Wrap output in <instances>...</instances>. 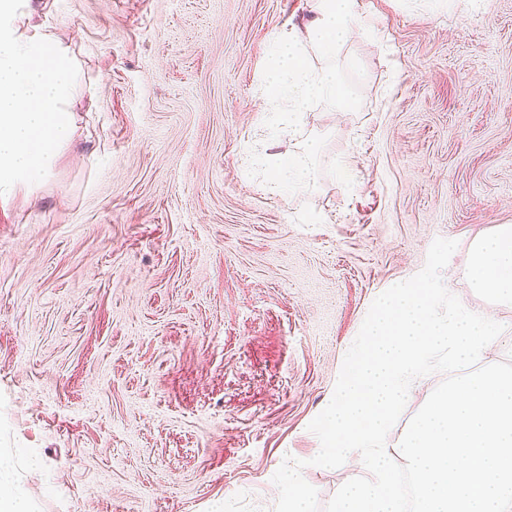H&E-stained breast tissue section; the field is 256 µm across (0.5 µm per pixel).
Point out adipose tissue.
<instances>
[{
    "mask_svg": "<svg viewBox=\"0 0 512 512\" xmlns=\"http://www.w3.org/2000/svg\"><path fill=\"white\" fill-rule=\"evenodd\" d=\"M23 0H0V205L32 195L52 174L77 134L72 104L83 72L70 43L46 25L33 23ZM304 30L282 27L270 39L262 95L266 121L297 131L316 101L352 104L353 94L336 76L331 61L361 27L355 0H311ZM324 67H316L315 59ZM319 143L303 151L266 154L259 164L270 173L268 192L282 195L317 178ZM471 287L512 302V224H501L475 239L467 262ZM0 512H36L11 451L0 448Z\"/></svg>",
    "mask_w": 512,
    "mask_h": 512,
    "instance_id": "1",
    "label": "adipose tissue"
}]
</instances>
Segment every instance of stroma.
I'll return each mask as SVG.
<instances>
[{"label":"stroma","instance_id":"obj_1","mask_svg":"<svg viewBox=\"0 0 512 512\" xmlns=\"http://www.w3.org/2000/svg\"><path fill=\"white\" fill-rule=\"evenodd\" d=\"M75 48L92 97L36 196L0 208V448L38 512H275L272 478L306 461L327 504L364 465H312L372 302L441 273L471 288L475 238L512 224V0L412 12L357 0L366 33L333 59L351 108L313 104L295 134L262 121L276 29L310 0H30ZM318 139V180L266 193L255 154ZM424 376L387 438L392 458L442 381Z\"/></svg>","mask_w":512,"mask_h":512}]
</instances>
